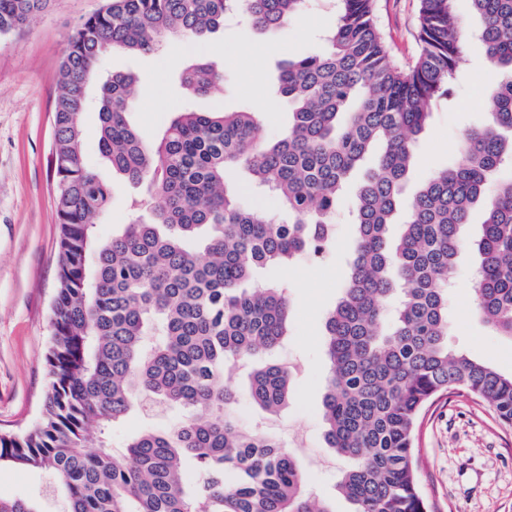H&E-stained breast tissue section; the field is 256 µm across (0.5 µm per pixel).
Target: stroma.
<instances>
[{
    "label": "stroma",
    "mask_w": 512,
    "mask_h": 512,
    "mask_svg": "<svg viewBox=\"0 0 512 512\" xmlns=\"http://www.w3.org/2000/svg\"><path fill=\"white\" fill-rule=\"evenodd\" d=\"M103 0H52L22 29L0 37V432L20 434L41 416L51 377L46 354L52 331L51 304L58 285L59 226L54 204L53 106L56 74L75 26L96 13ZM376 19L392 56L410 63L418 51L419 0H376ZM336 0H312L301 20L275 32L253 29L239 18L226 19L223 30L203 40L167 42L151 55L106 53L104 72H134L131 120L149 138L161 136L174 112L251 110L257 99L266 107L258 115L267 139L284 136L291 122L285 100L272 85L288 59L317 49L320 32L330 26ZM227 50L221 66L223 87L210 96L190 99L177 74L190 58L211 47ZM460 77L452 101H439L420 138L417 163L406 185L412 197L418 185L452 162L466 130L487 123L483 98L497 81L484 60V48L469 41L459 63ZM97 114L84 119L86 165L110 189L105 213L98 219V238L128 223L129 200L138 185L113 173L104 161L96 134ZM353 194L339 201L334 215L336 239L322 259L301 258L290 266L260 270V281L286 285L292 302L288 338L282 347L260 355V362L288 364L296 378L295 394L277 414L252 402L248 371L235 368L224 381L235 391V413L241 426L274 434L294 456L307 478L306 489L324 499L332 512H351L337 484L352 462L327 448L322 400L329 375L324 320L345 283L354 256ZM475 253L462 256L448 292L451 349L479 359L504 375L512 374V339L495 334L474 309ZM174 408L135 410L112 431L120 448L150 427L178 423ZM420 487L439 512H512V427L501 426L492 413L462 394L440 399L421 416L418 428ZM48 479L41 472L0 466V497L34 494Z\"/></svg>",
    "instance_id": "1"
}]
</instances>
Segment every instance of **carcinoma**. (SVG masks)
Here are the masks:
<instances>
[{
  "label": "carcinoma",
  "instance_id": "carcinoma-1",
  "mask_svg": "<svg viewBox=\"0 0 512 512\" xmlns=\"http://www.w3.org/2000/svg\"><path fill=\"white\" fill-rule=\"evenodd\" d=\"M324 48L288 60L276 93L288 133L270 142L254 111L177 113L161 138L133 125L136 77H98L109 50L149 54L167 37L201 39L240 15L276 31L306 0H105L71 35L57 71L55 205L58 289L46 362L52 385L40 421L0 434V465L55 478L65 512H332L305 493L306 476L272 435L240 426L224 365L281 347L286 290L257 273L318 260L334 240L332 217L355 191V256L325 321L330 362L322 401L325 441L353 461L340 491L353 512H435L420 490L416 437L422 412L462 393L512 425V375L448 349V280L473 209L484 219L475 308L512 338V0H470L467 31L455 0H419L420 51L390 54L374 0H336ZM49 0H0V36ZM482 42L499 76L485 100L491 120L465 132L456 161L427 178L394 224L433 102L449 95L467 37ZM98 81L97 135L112 170L144 184L131 220L99 240L94 219L110 189L82 154L83 96ZM223 80L210 56L178 76L189 97ZM276 196L285 217L241 206L229 173ZM295 387L290 369L252 370L249 394L275 414ZM146 399L188 411L112 448V426ZM0 512H43L36 496L0 498Z\"/></svg>",
  "mask_w": 512,
  "mask_h": 512
}]
</instances>
